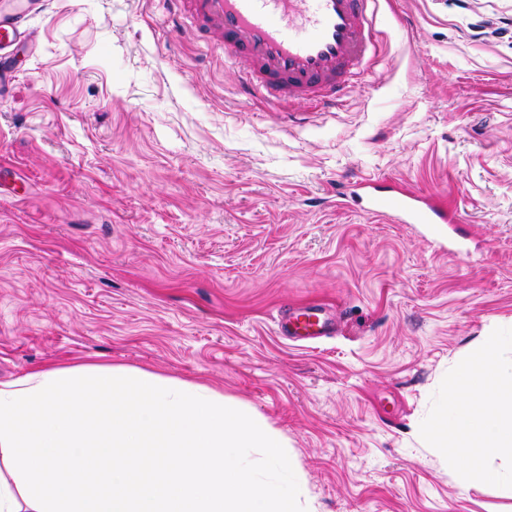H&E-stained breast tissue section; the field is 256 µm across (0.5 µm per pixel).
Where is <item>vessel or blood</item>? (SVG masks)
<instances>
[{"mask_svg": "<svg viewBox=\"0 0 512 512\" xmlns=\"http://www.w3.org/2000/svg\"><path fill=\"white\" fill-rule=\"evenodd\" d=\"M186 30L206 34L237 65L241 93L273 103L305 100L336 107L355 76L369 71L376 56V0H166ZM48 0H0V67L31 44L30 23ZM376 215L428 224L444 238L453 218L445 203L399 189L377 198ZM315 313L293 311L280 329L295 336L313 332Z\"/></svg>", "mask_w": 512, "mask_h": 512, "instance_id": "vessel-or-blood-1", "label": "vessel or blood"}]
</instances>
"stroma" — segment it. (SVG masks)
<instances>
[{"label": "stroma", "instance_id": "1", "mask_svg": "<svg viewBox=\"0 0 512 512\" xmlns=\"http://www.w3.org/2000/svg\"><path fill=\"white\" fill-rule=\"evenodd\" d=\"M333 111L244 99L162 0H50L0 99V381L48 364L208 385L288 443L311 512H512L413 434L512 328V0H378ZM442 194L446 247L371 213ZM318 306L333 332L292 339ZM318 318L317 314L309 309L302 311H292L288 314L280 329L283 334L296 336L298 334H309L314 331V327H320V321L314 320Z\"/></svg>", "mask_w": 512, "mask_h": 512}]
</instances>
